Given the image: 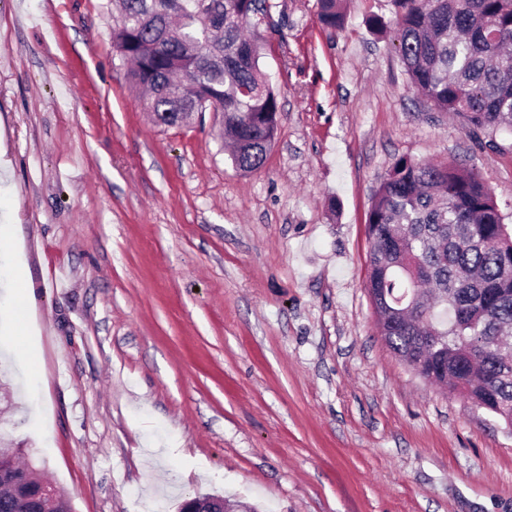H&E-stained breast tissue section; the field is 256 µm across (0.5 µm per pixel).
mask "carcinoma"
Masks as SVG:
<instances>
[{
	"label": "carcinoma",
	"mask_w": 512,
	"mask_h": 512,
	"mask_svg": "<svg viewBox=\"0 0 512 512\" xmlns=\"http://www.w3.org/2000/svg\"><path fill=\"white\" fill-rule=\"evenodd\" d=\"M394 48L413 88L473 129L512 132V0H393ZM319 20L344 25L342 0H318ZM114 42L148 89L164 126L224 104V137L242 173L260 169L280 111L244 28L260 0H118ZM367 292L392 353L426 382L457 392L512 431V225L472 169L401 157L367 215ZM0 435V512H71L63 492L17 462Z\"/></svg>",
	"instance_id": "obj_1"
}]
</instances>
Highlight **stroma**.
<instances>
[{
    "label": "stroma",
    "instance_id": "1",
    "mask_svg": "<svg viewBox=\"0 0 512 512\" xmlns=\"http://www.w3.org/2000/svg\"><path fill=\"white\" fill-rule=\"evenodd\" d=\"M280 105L237 171L222 117L156 125L111 0H0V429L73 512H512V432L378 335L366 218L392 163L453 159L512 214V133L432 110L391 0H267ZM379 16L384 32L371 30ZM342 0H318L319 20L331 28H340L344 25L345 14ZM225 502L216 495H196L184 500L180 504L179 512H227Z\"/></svg>",
    "mask_w": 512,
    "mask_h": 512
}]
</instances>
